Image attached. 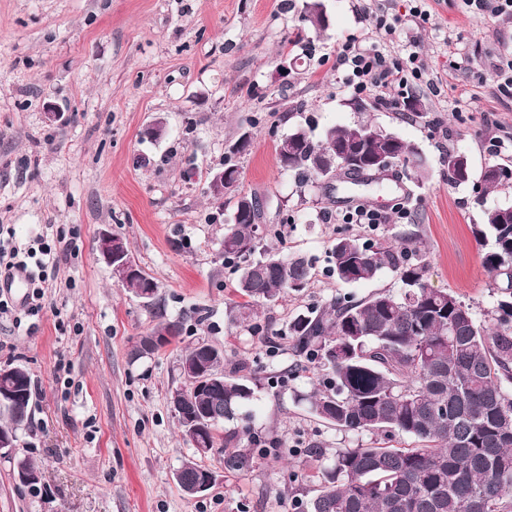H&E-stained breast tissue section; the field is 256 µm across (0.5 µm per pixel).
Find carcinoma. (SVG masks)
<instances>
[{
  "instance_id": "1",
  "label": "carcinoma",
  "mask_w": 512,
  "mask_h": 512,
  "mask_svg": "<svg viewBox=\"0 0 512 512\" xmlns=\"http://www.w3.org/2000/svg\"><path fill=\"white\" fill-rule=\"evenodd\" d=\"M358 120L328 129L314 141L303 128L280 140L282 169L298 183L324 179L329 143L336 154L362 158L382 152L412 178L429 176L425 160L398 137L356 139ZM483 175L484 190L508 185L512 170ZM240 172L224 164V194L236 191ZM264 201L240 196L236 223L224 233V260L239 270L235 291L245 301L226 310L229 326L255 332L257 307L299 292L313 277L301 255L288 256L263 244L259 224ZM475 236L482 247V265L492 286L500 289L491 310L479 321L470 305L450 290L430 287L427 263L412 235L399 245L374 244L341 234L331 245L330 273L336 280L363 283L384 270L399 274L401 288L386 289L358 301H337L320 313L298 314L288 322L298 356L319 380L302 396L319 419L347 432L375 436L368 445L336 451L320 471L317 493L304 512H512V273L503 261L512 259V205L483 212ZM130 293L158 287L142 273L121 283ZM181 327L160 322L142 340L153 336L175 339ZM211 356L195 343L182 352L180 363L201 361L221 384L189 393L173 408L184 441L190 447H225L251 436L250 429L218 430L237 419L254 395L256 382L245 367L224 368V350L209 345ZM18 400L0 403L8 424L0 435L13 436L28 419L32 381L27 368L13 365ZM448 404V415L435 408ZM199 410L212 413V424L193 435L184 421ZM207 468L184 461L178 486L198 480Z\"/></svg>"
}]
</instances>
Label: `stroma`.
Segmentation results:
<instances>
[{
  "label": "stroma",
  "mask_w": 512,
  "mask_h": 512,
  "mask_svg": "<svg viewBox=\"0 0 512 512\" xmlns=\"http://www.w3.org/2000/svg\"><path fill=\"white\" fill-rule=\"evenodd\" d=\"M329 24L304 27L305 0H0V226L20 242L57 235L73 251L57 285L21 327L0 317V368L23 364L34 395L12 458H0V512H299L337 449L371 442L317 418L299 395L312 380L284 330L289 318L398 289L395 273L356 285L329 272L340 233L369 242L420 238L433 288L454 291L484 316L496 299L473 227L485 209L512 203V186L482 194L449 186L445 152L467 157L473 177L485 166H512L489 153L492 137H512V102L497 94L498 66L512 59V16L477 20L461 0H426L428 24L402 28L392 53L418 48L439 94L412 90L393 110L352 91L336 69L337 40L361 34L352 0H322ZM457 43L450 68L447 40ZM299 63L284 78L282 57ZM473 104L459 108L454 86ZM164 119L167 135L147 128ZM369 119L397 133L425 159L430 176L394 167L385 189L356 194L299 186L278 162L283 136ZM250 133L246 154L228 148ZM236 164L238 194L264 200L262 222L273 247L310 259L305 290L261 306L266 335L230 331L225 307L236 299L237 271L222 255L234 201L214 205L207 174ZM365 206L389 215L368 228L343 223ZM408 218H398L400 209ZM123 237L136 262L160 285L147 305L119 286L95 248L103 229ZM183 326L179 338L135 357L141 336L159 321ZM205 339L228 363H246L257 379L243 408L252 432L277 438L287 455H260L249 443L241 467L215 449L202 465L218 483L190 498L175 473L194 450L182 437L169 394L182 385V348ZM38 464L34 485L15 477L14 458Z\"/></svg>",
  "instance_id": "35a3bbf8"
}]
</instances>
